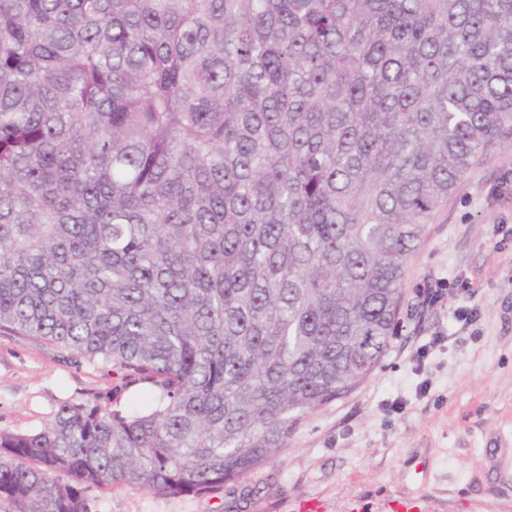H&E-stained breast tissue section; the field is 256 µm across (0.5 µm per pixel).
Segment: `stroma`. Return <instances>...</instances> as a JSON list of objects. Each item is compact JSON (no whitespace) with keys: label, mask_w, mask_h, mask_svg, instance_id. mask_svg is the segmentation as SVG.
Wrapping results in <instances>:
<instances>
[{"label":"stroma","mask_w":512,"mask_h":512,"mask_svg":"<svg viewBox=\"0 0 512 512\" xmlns=\"http://www.w3.org/2000/svg\"><path fill=\"white\" fill-rule=\"evenodd\" d=\"M400 329L348 398L306 417L287 450L203 495L96 489L91 512H286L316 496L327 512H512V138L484 153L409 258ZM111 395L132 413L145 384L0 333V431L34 432L61 403Z\"/></svg>","instance_id":"1"}]
</instances>
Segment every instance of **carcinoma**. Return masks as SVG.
Segmentation results:
<instances>
[{"mask_svg":"<svg viewBox=\"0 0 512 512\" xmlns=\"http://www.w3.org/2000/svg\"><path fill=\"white\" fill-rule=\"evenodd\" d=\"M512 137V0H0V332L157 392L0 431V505L200 495L400 325L409 257Z\"/></svg>","mask_w":512,"mask_h":512,"instance_id":"cac0c4a2","label":"carcinoma"}]
</instances>
